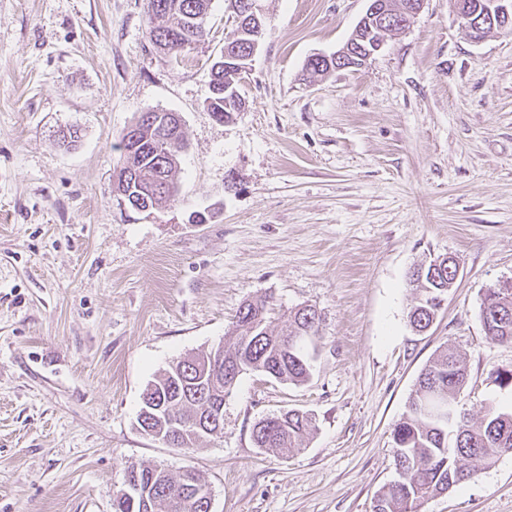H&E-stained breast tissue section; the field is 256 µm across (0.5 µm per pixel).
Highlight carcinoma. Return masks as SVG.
<instances>
[{"instance_id": "obj_1", "label": "carcinoma", "mask_w": 512, "mask_h": 512, "mask_svg": "<svg viewBox=\"0 0 512 512\" xmlns=\"http://www.w3.org/2000/svg\"><path fill=\"white\" fill-rule=\"evenodd\" d=\"M210 0H147L149 37L154 43L170 35L178 36L193 18L206 12ZM239 79L225 75L210 91L207 107L216 120H229L242 110L245 100L238 89ZM179 151L172 145L161 152L147 153L138 161L139 176L127 180L126 190L155 182L159 174L172 184L173 191L155 198L161 207L178 194L175 172ZM409 283L417 294V303L409 311L411 327L420 332L430 323L434 306L430 302L445 292L448 267L433 272L426 265L423 277L410 275ZM269 301L258 297L245 301L236 314L233 331L217 347L184 357L148 384L146 391L156 404L149 408V427L168 431L166 416L183 423V430L196 444L200 434L193 421L204 415L224 411V394L238 378L224 379L220 394L210 393L204 382L210 375L192 366L222 352L221 368L229 374L237 366L277 381L303 384L310 379L307 343L319 338V319H307L299 309L289 311L278 329L267 321ZM480 321L485 336L492 342L512 344V288H489L480 304ZM467 383L463 354L445 347L421 371L408 401L403 420L392 431L394 466L398 478L374 497L373 512H423L425 502L448 489L472 479L491 467L505 453H512V411L490 405L477 424L457 413V399ZM315 425L305 412L287 410L255 423L252 438L255 447L273 450L288 457L301 449ZM147 474V500L130 504L120 495L114 512H207L199 491L209 488L206 480L193 470L172 475L159 466L131 464L128 469Z\"/></svg>"}]
</instances>
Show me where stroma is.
<instances>
[{
  "mask_svg": "<svg viewBox=\"0 0 512 512\" xmlns=\"http://www.w3.org/2000/svg\"><path fill=\"white\" fill-rule=\"evenodd\" d=\"M257 4L245 107L219 122L228 0L170 54L146 0H0V512H113L132 463L195 469L212 512H372L396 478L392 431L445 345L465 353L468 420L512 410L495 380L512 346L479 319L512 278V33L471 40L451 0H426L363 66L309 82L308 59L336 52L368 0ZM149 109L180 113L187 147L176 201L140 213L112 184L119 137ZM446 253L458 280L415 333L409 273ZM259 296L275 326L321 313L310 380L243 374L222 435L192 449L144 435L147 384ZM289 409L314 419L304 450L255 448L254 424ZM424 512H512V454Z\"/></svg>",
  "mask_w": 512,
  "mask_h": 512,
  "instance_id": "obj_1",
  "label": "stroma"
}]
</instances>
